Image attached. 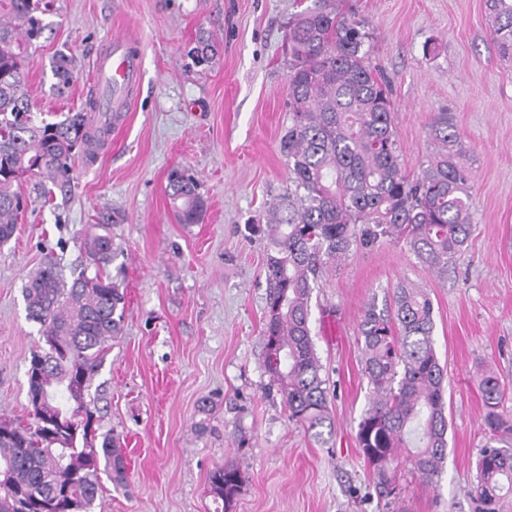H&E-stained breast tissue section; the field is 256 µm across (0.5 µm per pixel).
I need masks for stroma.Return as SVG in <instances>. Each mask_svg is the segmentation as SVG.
<instances>
[{
    "label": "stroma",
    "instance_id": "35a3bbf8",
    "mask_svg": "<svg viewBox=\"0 0 512 512\" xmlns=\"http://www.w3.org/2000/svg\"><path fill=\"white\" fill-rule=\"evenodd\" d=\"M331 2L369 24V56L392 88L407 173L439 151L435 117H452L474 211L467 246L445 272H430L405 243L385 242L319 278L311 328L333 421L320 443L267 390V240L253 230L291 186L281 147L291 122L285 32L315 0H49L47 28L31 49L34 121L88 111L92 62L112 37L143 57L124 126L97 161L76 158L69 196L45 199L32 174L15 183L27 206L0 246V417L27 424L26 371L43 340L22 287L48 255L66 280L77 277L87 265L82 240L102 215L112 217V260L102 272L126 294L123 331L89 394L101 432L120 441L127 484L102 479L93 512H219L208 476L227 462L244 477L230 512H473L482 370L504 382L501 409L512 415V62L496 51L485 0ZM201 36L217 48L206 67L186 56ZM60 51L76 65L61 97L51 89ZM175 167L194 176L207 201L200 223L175 217L167 196ZM403 279L427 288L434 304L448 458L434 486L398 458L397 496L382 499L356 440L371 401L358 322ZM204 398L207 415L198 410Z\"/></svg>",
    "mask_w": 512,
    "mask_h": 512
}]
</instances>
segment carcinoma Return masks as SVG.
<instances>
[{"label":"carcinoma","instance_id":"obj_1","mask_svg":"<svg viewBox=\"0 0 512 512\" xmlns=\"http://www.w3.org/2000/svg\"><path fill=\"white\" fill-rule=\"evenodd\" d=\"M500 57L512 60V0H486ZM40 0H0V245L14 235L24 209L12 185L26 173L43 177V193L71 190L74 161L93 158L108 138V124L85 113L36 125L27 91L28 49L46 24ZM368 23L323 4L298 12L286 35L291 57L288 111L282 136L293 188L272 203L256 225L269 247L264 258L268 292L262 333V368L268 390L280 397L288 420L319 442L332 429L326 379L310 324V301L325 268L357 249L404 242L428 269L442 271L465 246L473 198L469 175L451 146L458 134L443 113L431 125L442 149L418 175L406 173L393 126L389 86L365 50ZM187 57L208 65L213 45L199 38ZM56 95L74 80L72 57L52 62ZM170 203L182 224L199 222L205 200L183 170L167 176ZM90 263L110 261L106 225L83 242ZM27 318L40 326L44 346L26 371L34 423L0 420V512H92L100 473L118 487L127 472L112 436L90 434L97 407L86 392L109 342L121 333L125 293L95 271L64 281L47 256L22 288ZM434 307L420 285L404 281L389 303H369L358 325L362 372L372 392L358 423L357 443L379 496L396 490L391 464L409 449L415 472L432 484L447 459L446 377L434 340ZM486 442L471 491L474 512H499L512 494V416L500 410L504 383L481 375ZM243 484L231 463L214 468L209 488L229 510Z\"/></svg>","mask_w":512,"mask_h":512}]
</instances>
